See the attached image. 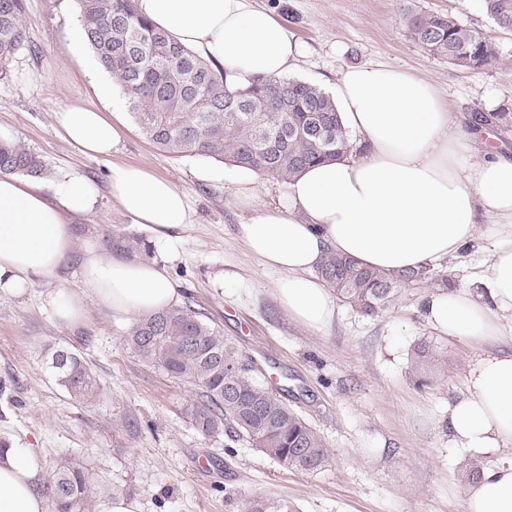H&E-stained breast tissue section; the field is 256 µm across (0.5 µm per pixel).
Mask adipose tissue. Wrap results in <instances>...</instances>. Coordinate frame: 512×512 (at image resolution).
<instances>
[{"instance_id":"adipose-tissue-1","label":"adipose tissue","mask_w":512,"mask_h":512,"mask_svg":"<svg viewBox=\"0 0 512 512\" xmlns=\"http://www.w3.org/2000/svg\"><path fill=\"white\" fill-rule=\"evenodd\" d=\"M137 10L182 44L223 68L229 86L252 77L284 78L297 65L298 42L254 0H138ZM334 100L354 149L305 169L288 185L281 208L240 203L253 215L242 227L249 251L277 274L276 296L290 318L314 331L336 317V296L315 274L333 251L362 265L401 273L434 267L477 237L481 224L512 237V156L468 157L473 134L430 83L386 66H350L336 78ZM64 138L82 153L111 157L121 134L103 112L76 102L56 114ZM107 185L134 223L167 242L191 221L187 191L136 164L115 163ZM96 190L81 175L55 195L11 174L0 175V293L23 295L35 278L72 269L76 290H54L55 319L76 325L88 304L120 321L163 311L180 300L177 284L156 264L120 252L87 250L74 259L73 216L89 213ZM440 333L484 350L465 389L448 400V446L484 459L467 484L465 512H512V351L498 349L512 315V244L497 248L472 288L436 291L423 304ZM36 449L11 444L0 455V512H46L37 490Z\"/></svg>"}]
</instances>
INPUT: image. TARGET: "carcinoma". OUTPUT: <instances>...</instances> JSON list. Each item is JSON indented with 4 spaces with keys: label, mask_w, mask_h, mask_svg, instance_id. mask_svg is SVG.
<instances>
[{
    "label": "carcinoma",
    "mask_w": 512,
    "mask_h": 512,
    "mask_svg": "<svg viewBox=\"0 0 512 512\" xmlns=\"http://www.w3.org/2000/svg\"><path fill=\"white\" fill-rule=\"evenodd\" d=\"M84 39L99 67L118 85L140 131L173 154H197L235 167L292 181L302 169L350 152V135L332 96L297 79H252L230 89L224 72L169 32L140 15L135 0H77ZM500 29L512 31V0H483ZM24 0H0V73L25 43ZM410 37L426 52L463 68L498 62L495 45L450 15L405 12ZM0 172L43 178L46 164L16 142H0ZM112 250L151 256L136 237L117 233ZM316 273L336 297L366 316L385 310L401 287L441 282L424 267L390 273L328 254ZM125 345L145 362L202 390L191 406L194 425L206 435L225 433L249 440L281 466L321 470L329 459L322 436L280 400L243 363L223 333L189 306L171 307L137 320ZM55 381L77 399L98 384L76 351L60 347L49 360ZM91 474L65 459L49 486L53 512H91ZM240 512H296L280 498L246 497Z\"/></svg>",
    "instance_id": "carcinoma-1"
}]
</instances>
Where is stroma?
Returning a JSON list of instances; mask_svg holds the SVG:
<instances>
[{"label": "stroma", "mask_w": 512, "mask_h": 512, "mask_svg": "<svg viewBox=\"0 0 512 512\" xmlns=\"http://www.w3.org/2000/svg\"><path fill=\"white\" fill-rule=\"evenodd\" d=\"M298 41L303 55L289 76L333 92L337 72L384 64L432 83L451 111L495 114L494 127L472 144L512 151V31L497 28L482 0H257ZM447 14L485 34L499 63L466 69L434 57L409 36L405 9ZM76 0H26L28 40L0 78V128L50 169L45 191L78 173L98 189L89 214L74 217L76 250L104 249L106 235L147 239L153 259L182 288V303L218 327L257 376L324 438L329 463L299 473L226 435L207 436L187 414L199 389L142 362L123 344L130 323L97 305L75 326L57 322L48 291L72 289V277L36 279L23 296H0V441L38 448L45 489L60 461L71 458L93 476L94 512L120 495L137 512H238L241 498H285L299 512H464L462 462L448 448V399L464 384L481 351L448 339L422 316L428 285L406 286L378 315L339 304L332 326L304 328L279 305L275 273L247 249L241 226L252 216L237 199L245 169L192 154H171L140 131L126 106L94 95L85 71L91 53L71 33ZM82 101L119 125L111 159L92 158L59 132L55 114ZM138 164L189 192L192 222L165 246L147 225L132 223L107 188L111 163ZM504 238L479 225L470 248L435 268L449 288L469 287ZM428 344L434 361L414 371V351ZM69 347L98 382L88 401L51 377L52 349ZM210 462L209 470L198 467Z\"/></svg>", "instance_id": "1"}]
</instances>
